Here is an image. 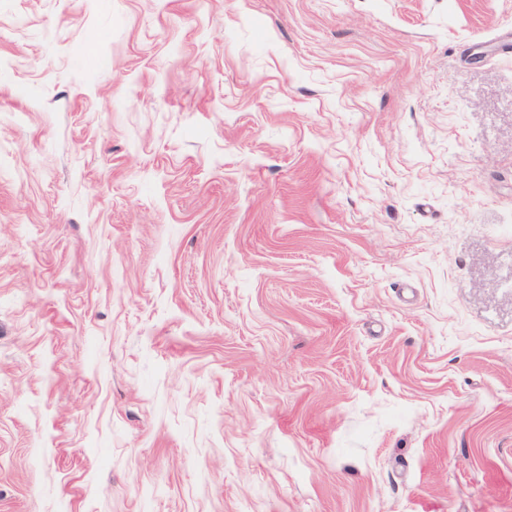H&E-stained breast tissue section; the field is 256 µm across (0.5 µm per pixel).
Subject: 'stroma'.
<instances>
[{"instance_id":"stroma-1","label":"stroma","mask_w":512,"mask_h":512,"mask_svg":"<svg viewBox=\"0 0 512 512\" xmlns=\"http://www.w3.org/2000/svg\"><path fill=\"white\" fill-rule=\"evenodd\" d=\"M512 0H0V512H512Z\"/></svg>"}]
</instances>
